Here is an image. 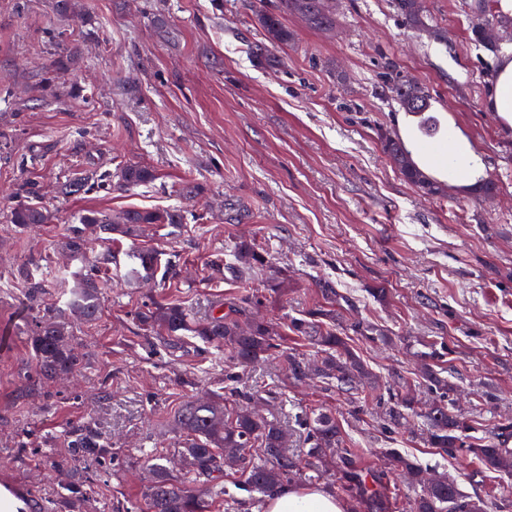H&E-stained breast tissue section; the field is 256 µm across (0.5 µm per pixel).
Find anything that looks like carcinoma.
Segmentation results:
<instances>
[{
  "mask_svg": "<svg viewBox=\"0 0 512 512\" xmlns=\"http://www.w3.org/2000/svg\"><path fill=\"white\" fill-rule=\"evenodd\" d=\"M404 24L410 28L425 26L424 10L418 0H391ZM282 9L295 11L320 27L330 26V12L326 0H281ZM261 23L268 42L284 45L290 40L288 29L279 15H261ZM388 80L393 82L397 100L408 115L417 119V129L425 137L440 132V121L432 114L431 98L423 87L415 82L404 84V76L392 72ZM384 152L403 177L428 197H441L447 193V185L428 177L413 161L404 142L397 136L388 135L383 141ZM112 186L129 190L155 179L154 171L139 164H123L113 173ZM97 178L94 172H81L79 176L63 182L59 191L65 195L86 189ZM34 194L33 187L25 184L20 188L21 199L10 208V223L21 231L41 228L51 222L50 211L28 200ZM184 211L179 208L145 210L130 208L111 216L88 210L78 217V223L69 225L62 242V250L68 260L84 264L85 271L74 278V286L64 287L58 303L42 308V313L25 331L35 364L29 375L32 389L41 390L63 375L84 368V354L72 344L74 326L92 325L102 311V268L117 262L118 246L122 239L147 238L161 226L185 223ZM104 245V252L94 260L87 258L91 238ZM124 281L138 286L156 277L169 279L178 276L177 264L164 253L148 246H134L125 253ZM270 264V255L255 248L252 242L242 240L230 251L229 258L216 260L211 268L246 288L257 270ZM19 278L28 284L29 295L39 298L44 284L38 277V265H26L19 270ZM323 302L306 315L291 317L287 329L297 337L313 343L320 357L309 362L279 343V330L275 323L253 316L251 299L244 296L239 303L228 306L218 304L203 317L193 310L174 303L144 301L134 311V318L143 331H149L163 339V345L172 351L182 347L184 338L193 336L200 342L228 350L233 363L242 367L254 364L269 355L280 356L288 374L299 381L311 375L353 389L369 383L370 373L348 337L336 327V308L347 298L336 289L324 285L321 289ZM448 345L434 347L424 364L425 391L432 396L426 404L423 418L426 432L424 440L432 448L448 455L465 454L476 461L482 473L512 475V418L500 420L488 434L472 435L475 427L465 423L457 414L450 393L453 386L443 376L447 371ZM388 419L382 429L390 431L404 415L419 403L418 393L405 389L400 395H389ZM301 425L306 431L309 448L307 480L323 479L327 471L334 470L337 485L331 487L338 497L356 501L363 512H392L396 496L384 482V473H367L357 465L353 449L346 447V437L336 421L327 412L313 413L305 417ZM177 436L173 455H154L146 452L151 478L142 492V501L127 507L124 512H209L211 504L192 492L183 482L173 479L169 464L171 457L178 458L190 475V479H205L215 498L230 497L224 486V460L237 463L243 477V485L264 496L287 484L298 469L296 455L288 448V433L280 421L259 416L248 407L239 405L234 414L220 398L212 395L184 403L175 415ZM67 448L63 455H46L49 465L56 470H68L77 480L67 487L60 499L46 501L44 512H62L59 504L72 508L89 498L93 478L86 475L85 464L92 461L108 467L112 463V443L104 440L94 422L83 420L62 431ZM391 462L405 468L414 492L411 512H492L493 502L476 503L465 497L458 485L446 476L426 478L416 465L395 453Z\"/></svg>",
  "mask_w": 512,
  "mask_h": 512,
  "instance_id": "cac0c4a2",
  "label": "carcinoma"
}]
</instances>
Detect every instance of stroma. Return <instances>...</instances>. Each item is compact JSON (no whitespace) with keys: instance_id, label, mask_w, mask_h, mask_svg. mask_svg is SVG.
Segmentation results:
<instances>
[{"instance_id":"stroma-1","label":"stroma","mask_w":512,"mask_h":512,"mask_svg":"<svg viewBox=\"0 0 512 512\" xmlns=\"http://www.w3.org/2000/svg\"><path fill=\"white\" fill-rule=\"evenodd\" d=\"M281 0H0V470L40 498L70 482L39 461L65 451L62 429L92 419L112 442V470L79 512H115L139 500L148 480L145 450H171L178 408L200 392L258 391L264 416L281 420L291 445L305 447L300 419L335 413L366 472L396 453L447 474L470 499L496 495L512 512L505 477L478 474L465 455L447 456L422 439L411 416L381 429L384 409L361 392L315 380L298 383L273 358L234 373L224 349L187 339L166 350L141 331L133 300L153 296L206 314L248 293L275 323L305 314L324 282L347 297L339 323L363 321L391 334L355 346L383 388L420 381L432 343L452 351L448 379L460 417L484 435L512 416V126L487 107L493 76L512 61V43L479 46L482 20L466 0H423L425 27L404 25L391 0H335L323 30ZM279 14L288 44L266 46L258 15ZM68 58L57 72V54ZM398 70L425 86L441 131L429 139L385 81ZM408 149L461 139L479 176L449 179L443 197H426L383 150L385 134ZM143 164L156 180L130 191L103 184L75 196L56 186L85 170ZM202 194L186 195V182ZM53 214L46 229L20 232L7 218L25 183ZM179 207L187 221L163 227L150 243L174 255L180 278L140 288L112 280L94 328L74 331L87 365L30 391L34 358L22 333L30 317L19 266L41 259L58 269L55 246L86 210ZM272 255L247 291L209 281L208 262L239 241ZM287 292L269 287L279 276Z\"/></svg>"}]
</instances>
